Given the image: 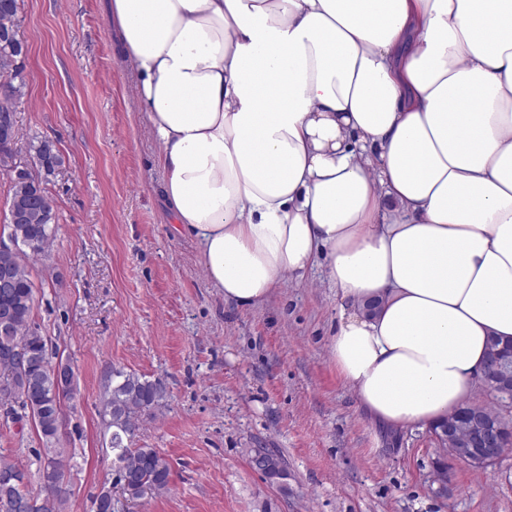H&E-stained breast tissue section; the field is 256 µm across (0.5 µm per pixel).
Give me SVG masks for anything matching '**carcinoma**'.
Returning <instances> with one entry per match:
<instances>
[{
    "mask_svg": "<svg viewBox=\"0 0 512 512\" xmlns=\"http://www.w3.org/2000/svg\"><path fill=\"white\" fill-rule=\"evenodd\" d=\"M18 9V0H0L1 31L18 29ZM24 60L18 42L0 39V70L10 73L9 89L0 91V112L14 110L13 99L21 95L25 85ZM26 151L37 165L39 195L29 199L30 217L26 223L14 224L11 216H6L9 236L23 239V245L21 253L17 255L0 254V268L10 273L13 281L9 298V304L14 309L12 339L24 342L30 358L27 366L18 367L5 354L6 346L0 339V370L12 375L15 386L5 396L18 401L30 416L42 441L44 457L41 460L40 490L34 493L24 485L19 488L0 485V512H13L12 503L19 497L29 501L27 512H65L66 492L50 487L54 478L65 475L64 466L57 457L60 442L57 405L62 396L73 398L77 385H71L65 394H60L52 375L53 365L49 359L47 340L32 327L35 284L30 265L33 258L46 254L55 234L53 200L44 184L48 177L55 174L63 160L58 151L48 148L45 138L30 141ZM0 173L11 178L9 202L29 194L28 185L17 179L8 164L0 163ZM166 398V387L161 380H149L121 368L112 369L102 385V417L106 428L112 430L110 445L113 463L119 473V483L127 482L130 485L123 492L133 498L141 495L136 490L138 486L157 495L169 488L171 470L165 457L154 448L133 447V439L143 417L161 409ZM258 472L276 485L281 494L286 496L291 493L287 463L278 451H265Z\"/></svg>",
    "mask_w": 512,
    "mask_h": 512,
    "instance_id": "carcinoma-1",
    "label": "carcinoma"
}]
</instances>
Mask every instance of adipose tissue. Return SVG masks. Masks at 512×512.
I'll return each instance as SVG.
<instances>
[{"mask_svg": "<svg viewBox=\"0 0 512 512\" xmlns=\"http://www.w3.org/2000/svg\"><path fill=\"white\" fill-rule=\"evenodd\" d=\"M171 223L225 302L321 267L330 355L434 428L512 341V0H109Z\"/></svg>", "mask_w": 512, "mask_h": 512, "instance_id": "1", "label": "adipose tissue"}]
</instances>
